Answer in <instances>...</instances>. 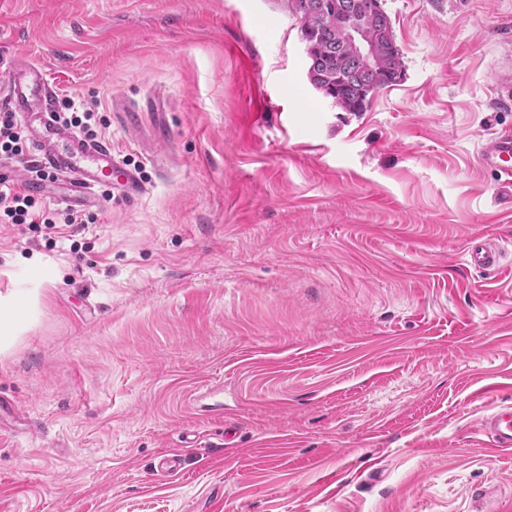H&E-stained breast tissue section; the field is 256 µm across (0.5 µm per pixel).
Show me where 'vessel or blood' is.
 Wrapping results in <instances>:
<instances>
[{
  "label": "vessel or blood",
  "mask_w": 512,
  "mask_h": 512,
  "mask_svg": "<svg viewBox=\"0 0 512 512\" xmlns=\"http://www.w3.org/2000/svg\"><path fill=\"white\" fill-rule=\"evenodd\" d=\"M55 88L45 67L30 63L10 69L0 104L15 112L43 169L55 174L61 185L58 199L72 210L97 206L102 191L119 193L128 201L144 195L146 186L138 169L117 160L105 140H89L61 127L56 119ZM481 165L498 177L501 192L512 191V128L496 132L479 153ZM503 247L490 239H470L465 249L468 265L479 270L499 266ZM481 430L492 447L512 450V409L499 407L486 414Z\"/></svg>",
  "instance_id": "b4317fda"
}]
</instances>
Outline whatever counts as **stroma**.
<instances>
[{
    "mask_svg": "<svg viewBox=\"0 0 512 512\" xmlns=\"http://www.w3.org/2000/svg\"><path fill=\"white\" fill-rule=\"evenodd\" d=\"M382 7L404 75L345 112L285 0H0V86L41 63L146 185L51 247L0 224V512L512 501L477 431L512 407V197L478 161L512 0ZM218 380L223 416L192 407ZM504 247L490 239L471 238L465 249L466 263L479 270L496 269Z\"/></svg>",
    "mask_w": 512,
    "mask_h": 512,
    "instance_id": "stroma-1",
    "label": "stroma"
}]
</instances>
